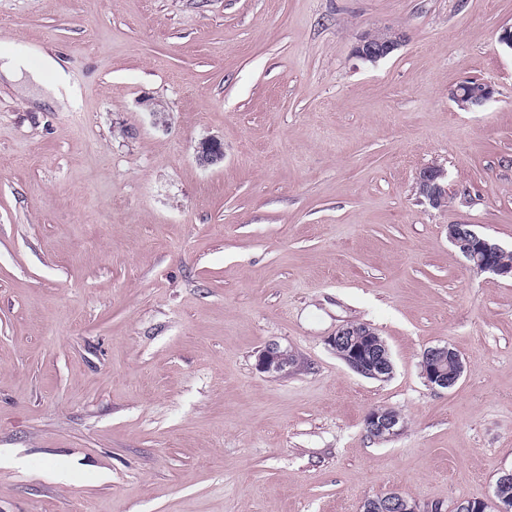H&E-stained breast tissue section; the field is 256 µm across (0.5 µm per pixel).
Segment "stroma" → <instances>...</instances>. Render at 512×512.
Here are the masks:
<instances>
[{
  "instance_id": "obj_1",
  "label": "stroma",
  "mask_w": 512,
  "mask_h": 512,
  "mask_svg": "<svg viewBox=\"0 0 512 512\" xmlns=\"http://www.w3.org/2000/svg\"><path fill=\"white\" fill-rule=\"evenodd\" d=\"M407 42L355 59L365 30ZM512 0H0L61 106L0 86V512H360L485 500L512 468ZM466 79L493 100L455 104ZM166 103V126L140 104ZM221 142L204 168L199 142ZM442 166L453 200L421 203ZM376 328L394 375L328 338ZM300 370L256 368L267 343ZM464 362L449 390L425 348ZM400 413L383 442L366 414ZM491 84L479 80H465L450 93L451 99L464 109L482 107L494 98ZM447 173L439 165H431L419 172L416 191L434 209H443L448 203ZM472 224L453 223L448 226V240L477 273H489L512 280V266L499 261V244L476 232ZM366 323L350 322L339 326L329 344L346 366L359 376L373 380H388L394 365L384 341L370 336L374 333ZM420 367L426 383L434 389H451L463 372L459 354L446 344L424 349ZM362 512H442L441 505H434L430 508H421L415 502L410 501L397 491H390L386 494L368 498L361 505Z\"/></svg>"
}]
</instances>
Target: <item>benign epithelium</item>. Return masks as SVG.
Listing matches in <instances>:
<instances>
[{
    "label": "benign epithelium",
    "instance_id": "1",
    "mask_svg": "<svg viewBox=\"0 0 512 512\" xmlns=\"http://www.w3.org/2000/svg\"><path fill=\"white\" fill-rule=\"evenodd\" d=\"M406 32L390 27H376L362 32L353 47V55L364 63L376 64L398 50L406 41ZM492 85L479 80H465L450 93L451 99L464 109L482 107L494 98ZM196 160L204 167L224 160L220 142L205 139L196 150ZM446 172L439 165H431L419 172L416 191L434 209H443L448 203ZM448 241L478 273H489L512 279V266L499 261L504 248L476 232L472 225L453 223L448 225ZM374 332L366 323L350 322L339 326L329 339V344L342 358L346 366L359 376L373 380L392 377L394 365L385 342L373 338ZM295 352L278 342L267 344L258 354L257 369L270 375H284L292 371L296 363ZM421 373L433 389H450L459 381L463 363L459 354L449 345H437L424 349L421 356ZM367 433L385 441L397 437L403 429L400 416L386 408H376L365 416ZM362 512H442V506L423 508L397 491L368 498L361 505ZM448 512H512V471L501 475L494 486L492 497L473 501L456 499Z\"/></svg>",
    "mask_w": 512,
    "mask_h": 512
}]
</instances>
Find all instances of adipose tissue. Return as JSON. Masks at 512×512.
<instances>
[{"mask_svg": "<svg viewBox=\"0 0 512 512\" xmlns=\"http://www.w3.org/2000/svg\"><path fill=\"white\" fill-rule=\"evenodd\" d=\"M0 77L11 83L24 79L30 85L45 87V101L60 105L73 92L64 59L54 50L39 46L23 56L16 54L8 43H0Z\"/></svg>", "mask_w": 512, "mask_h": 512, "instance_id": "adipose-tissue-1", "label": "adipose tissue"}]
</instances>
